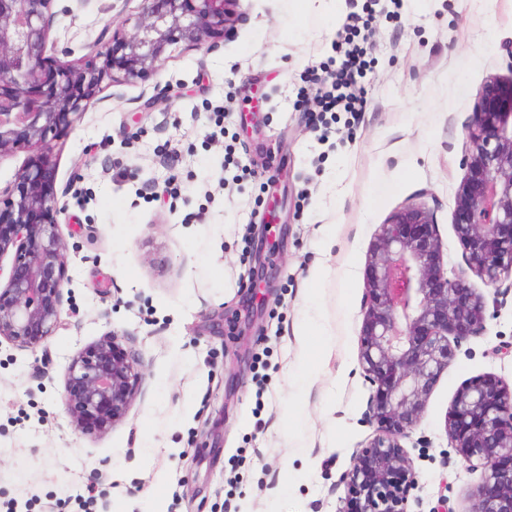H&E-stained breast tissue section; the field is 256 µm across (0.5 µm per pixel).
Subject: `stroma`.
I'll return each instance as SVG.
<instances>
[{"label": "stroma", "instance_id": "1", "mask_svg": "<svg viewBox=\"0 0 512 512\" xmlns=\"http://www.w3.org/2000/svg\"><path fill=\"white\" fill-rule=\"evenodd\" d=\"M366 3L239 0L231 33L104 89L59 128L69 282L52 336L0 343V512H336L340 478L374 434L358 338L375 232L406 203L425 204L445 267L464 269L453 228L464 129L488 77L512 79V0H400L370 24L362 111L337 113L320 141L308 75ZM141 8L56 0L50 60L79 59ZM158 84L168 99L152 107ZM276 189L288 221L266 254L269 295L241 334L235 315ZM469 282L486 299V329L457 348L401 441L420 512L442 496L466 512L482 481L448 447L455 393L486 374L512 385V356L496 352L512 343V287ZM111 331L140 356V391L121 423L83 433L61 401L67 369ZM79 485L95 490L91 510L72 497Z\"/></svg>", "mask_w": 512, "mask_h": 512}]
</instances>
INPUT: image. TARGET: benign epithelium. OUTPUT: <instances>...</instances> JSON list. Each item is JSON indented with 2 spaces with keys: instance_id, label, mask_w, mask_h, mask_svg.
I'll list each match as a JSON object with an SVG mask.
<instances>
[{
  "instance_id": "obj_1",
  "label": "benign epithelium",
  "mask_w": 512,
  "mask_h": 512,
  "mask_svg": "<svg viewBox=\"0 0 512 512\" xmlns=\"http://www.w3.org/2000/svg\"><path fill=\"white\" fill-rule=\"evenodd\" d=\"M55 0H0V160L40 148L0 189V340L36 347L59 324L68 281L58 199L50 180L51 139L60 117L74 122L101 89L157 74L181 43L197 46L239 20L238 0H142L133 32L112 31L76 62L49 63ZM467 169L455 200L454 232L467 269H444L430 209L409 203L375 234L366 266L359 362L375 387L368 418L377 426L343 477L338 512H410L417 473L401 444L458 345L486 327L487 303L468 274L490 288L512 280V81L489 79L465 130ZM142 380L141 361L113 333L68 367L63 403L76 428L102 434L122 422ZM448 444L483 479L468 512H512V387L476 377L454 395Z\"/></svg>"
}]
</instances>
